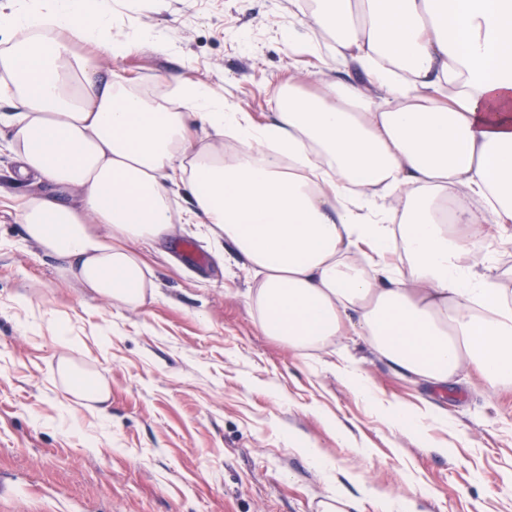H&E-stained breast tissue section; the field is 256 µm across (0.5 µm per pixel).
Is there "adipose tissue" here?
Segmentation results:
<instances>
[{
  "instance_id": "1",
  "label": "adipose tissue",
  "mask_w": 512,
  "mask_h": 512,
  "mask_svg": "<svg viewBox=\"0 0 512 512\" xmlns=\"http://www.w3.org/2000/svg\"><path fill=\"white\" fill-rule=\"evenodd\" d=\"M289 41L321 31L368 87L280 89L259 125L183 83L149 100L120 58L101 0H11L0 31L4 148L52 187L19 211L24 236L96 296L137 309L154 294L133 250L187 224L259 276L260 330L299 355L358 336L391 368L445 388L462 371L512 387V293L486 228L512 244V0H299ZM91 51L81 54L72 46ZM213 136L198 149L197 134ZM401 207L386 206L390 197Z\"/></svg>"
}]
</instances>
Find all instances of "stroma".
<instances>
[{
  "instance_id": "35a3bbf8",
  "label": "stroma",
  "mask_w": 512,
  "mask_h": 512,
  "mask_svg": "<svg viewBox=\"0 0 512 512\" xmlns=\"http://www.w3.org/2000/svg\"><path fill=\"white\" fill-rule=\"evenodd\" d=\"M119 59L98 55L146 96L183 82L210 87L255 123L269 122L287 80L360 81L327 69V50L289 45L294 0H105ZM162 33L155 49L148 35ZM0 152V512H323L343 489L358 512H512V392L468 378L441 390L390 369L355 336L303 357L259 329L253 284L232 249L197 225L167 243H136L155 299L126 309L66 279L24 237L18 206L48 193ZM78 368L107 381L106 416L80 405L57 366L54 327ZM366 377L357 396L342 371ZM430 402L448 425L425 437L392 428L380 404ZM302 439L326 459L311 465Z\"/></svg>"
}]
</instances>
